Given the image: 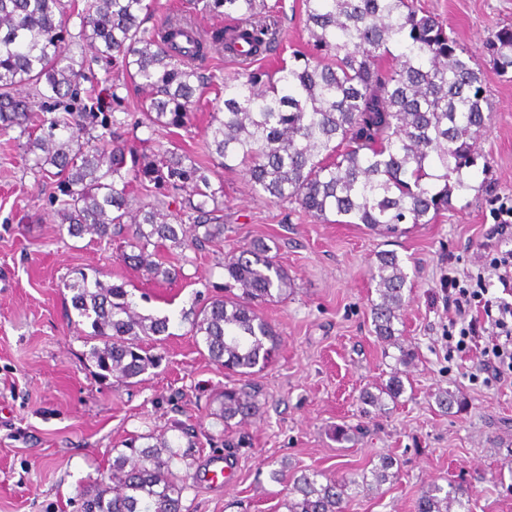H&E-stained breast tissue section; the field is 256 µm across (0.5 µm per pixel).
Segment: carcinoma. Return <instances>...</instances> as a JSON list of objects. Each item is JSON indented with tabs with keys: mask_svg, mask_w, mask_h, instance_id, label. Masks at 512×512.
Masks as SVG:
<instances>
[{
	"mask_svg": "<svg viewBox=\"0 0 512 512\" xmlns=\"http://www.w3.org/2000/svg\"><path fill=\"white\" fill-rule=\"evenodd\" d=\"M154 0H91L81 15V36L96 57L144 94L135 127L153 133L181 129L202 76L196 63L208 48H233L240 68L224 80V107L212 112L206 144L218 164L240 170L253 189L276 202H295L323 222L362 224L394 233L401 224H430L467 189L462 170L476 165V143L487 126L482 103L489 75L417 0H302L313 52L294 51L273 70L250 69L260 56L281 51L278 4L268 0H193L192 12L166 15L160 26L143 27L141 14ZM63 0H0V130L20 129L32 168L52 179L60 194L59 230L100 241L126 231L131 253L123 260L151 279L179 275L161 250L186 249L224 240L220 190L211 188L203 163L164 148L157 154L121 137L124 121L98 124L94 112L69 108L50 117L19 94L61 100L73 95L85 61L62 49ZM238 22L233 28H196L197 15ZM400 53L393 54L392 48ZM497 76L512 73V26L486 42ZM157 191L189 189L177 214L157 204L133 210L131 187ZM377 299L371 301L375 336L397 348V361L415 358L396 328L406 299L407 273L394 252L382 251L369 270ZM293 279L263 239L224 257L223 294L194 313L191 333L211 360L238 381L224 386L214 415L229 428L259 410L251 384L272 360L277 335L259 312L293 293ZM72 308L90 323L89 360L102 378L121 383L145 374L156 358L144 347L169 335L170 318L143 315L126 283L108 285L83 271L63 283ZM404 382L394 375L360 402L386 410ZM124 442L112 472L82 497L80 512H183L185 479L175 469L178 451L165 438ZM393 461L361 478L331 479L318 470L288 477L287 512H345L353 494L378 490L394 477ZM469 493L433 483L414 512H470Z\"/></svg>",
	"mask_w": 512,
	"mask_h": 512,
	"instance_id": "1",
	"label": "carcinoma"
}]
</instances>
